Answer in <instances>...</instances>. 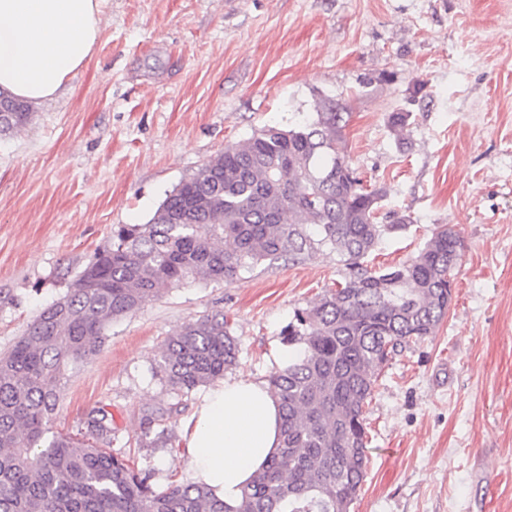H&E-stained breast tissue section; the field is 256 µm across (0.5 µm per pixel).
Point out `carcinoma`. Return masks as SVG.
Here are the masks:
<instances>
[{
	"label": "carcinoma",
	"mask_w": 512,
	"mask_h": 512,
	"mask_svg": "<svg viewBox=\"0 0 512 512\" xmlns=\"http://www.w3.org/2000/svg\"><path fill=\"white\" fill-rule=\"evenodd\" d=\"M0 134L33 109L9 98ZM316 118L266 126L181 181L144 224H119L112 243L45 307L0 357V512H349L366 478V407L390 358L433 335L448 314V283L462 240L441 226L417 256L376 269L367 256L408 219L378 222L383 188L363 185L344 153V107L315 100ZM336 252L343 282L294 313L281 330L299 346L268 384L281 409V442L234 505L204 485L157 490L150 471L110 450L112 412L89 411L78 433L58 432L65 368L96 355L112 321L166 290L220 283L247 265ZM240 347L224 313L181 326L158 367L190 392L237 367ZM178 409L145 411L138 447Z\"/></svg>",
	"instance_id": "carcinoma-1"
}]
</instances>
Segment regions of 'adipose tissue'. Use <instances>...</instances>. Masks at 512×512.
<instances>
[{"instance_id": "adipose-tissue-1", "label": "adipose tissue", "mask_w": 512, "mask_h": 512, "mask_svg": "<svg viewBox=\"0 0 512 512\" xmlns=\"http://www.w3.org/2000/svg\"><path fill=\"white\" fill-rule=\"evenodd\" d=\"M104 0H0V88L16 98L56 97L91 57ZM267 382L238 377L202 397L182 433L192 479L232 503L279 444Z\"/></svg>"}]
</instances>
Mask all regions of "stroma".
Instances as JSON below:
<instances>
[{"mask_svg": "<svg viewBox=\"0 0 512 512\" xmlns=\"http://www.w3.org/2000/svg\"><path fill=\"white\" fill-rule=\"evenodd\" d=\"M85 66L28 126L0 136V353L166 193L266 126L349 114L345 152L383 188L379 219L410 222L368 258L418 255L438 225L463 241L434 335L385 367L367 409V476L349 512H512V0H108ZM409 115L403 136L389 127ZM343 280L335 253L280 259L221 284L173 288L118 318L68 372L52 429L109 406L111 449L156 489L189 482L182 447L140 448L146 409L180 405V439L205 387L157 368L165 339L223 312L237 372L267 379L296 310Z\"/></svg>", "mask_w": 512, "mask_h": 512, "instance_id": "stroma-1", "label": "stroma"}]
</instances>
